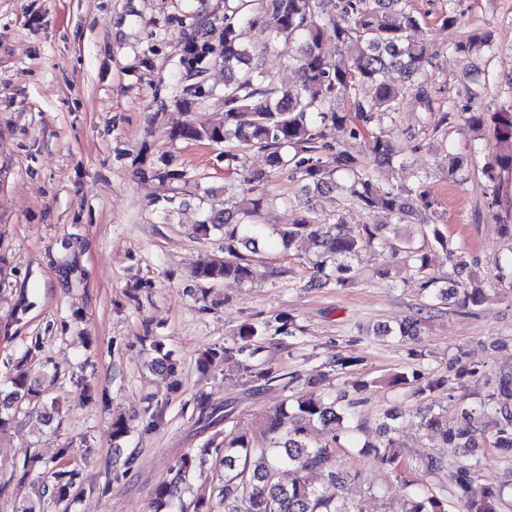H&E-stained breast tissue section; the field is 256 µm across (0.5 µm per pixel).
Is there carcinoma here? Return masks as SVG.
I'll return each instance as SVG.
<instances>
[{
    "label": "carcinoma",
    "mask_w": 512,
    "mask_h": 512,
    "mask_svg": "<svg viewBox=\"0 0 512 512\" xmlns=\"http://www.w3.org/2000/svg\"><path fill=\"white\" fill-rule=\"evenodd\" d=\"M272 14L275 26H264V16ZM419 26V18L410 8V0H228L224 14V122L172 129V140H207L233 143L236 147L257 146L268 151L269 170L251 172L243 181L260 187L275 173L288 170L316 190L341 187L346 201L372 212H385L390 224H347L341 217L331 222H317L306 216L276 230L277 241L287 246L296 239H307L315 247L312 268L324 283L345 288L352 280V260L365 247H377L399 260L429 299L438 301L448 294L444 280L428 272L431 248L448 249L449 239L436 226L420 224L422 244L400 231L421 210L436 211L438 204L419 188L394 184L387 178L367 174L358 159L341 146L323 142V129L333 126L351 138L362 134V126L390 116L408 90L429 101L428 83H413V77L426 75L433 55L431 43L410 39L407 32ZM264 33V46L288 43L293 53L288 64L297 69L299 81L288 88L276 86L262 72L251 66L256 46L251 32ZM333 36L348 55L343 68L327 67L322 56L325 37ZM489 47V37L477 33L465 42L453 45L464 56L481 54ZM395 70L401 83L391 84L383 76ZM352 99L354 113L336 110V99ZM468 97L462 108L453 105L448 116L459 114L476 132L469 142L448 154V179L457 181L469 172L473 158L485 155L482 174L488 182L491 202L498 197L501 174L512 172V104L487 113ZM493 130L494 144L487 150L481 131ZM370 151L380 167H394V152L384 133H373ZM261 199L242 200L235 212L224 218L208 217L195 225L206 235L213 228L224 229V259L213 261L197 271L198 278L209 282L233 279L242 284L253 282L260 271L252 259L241 254L238 245L255 244L260 227ZM488 299L480 282L474 280L462 289L459 302L464 307H478ZM10 390L0 389V432L7 430L16 415L36 417L42 424L53 420L55 405L47 402L53 380L47 374L32 377L18 364L8 376ZM490 416L498 425L495 447L512 448V378L499 381L497 392L475 412ZM473 412H464L469 417ZM347 414L339 400L306 393L293 399L292 407L280 406L266 415L260 437L231 431L224 435V448L208 447L184 454L174 478L158 485L153 492L155 512L180 498L186 477L206 457L222 455L224 482L216 488L224 503V512H361L357 504L340 495L343 477L336 468V449L340 436L334 434L320 443L311 440V428L342 424ZM421 425L430 431L442 448H458L472 440L471 422L457 427L425 406L417 412ZM363 447L382 464L393 469L403 463L396 451L395 439ZM288 467L292 480L283 484L277 471ZM322 473V484L314 485L309 474ZM51 488L35 494L20 512H58L75 493L85 492V481L76 468L53 472ZM455 485L466 498L467 512H496L499 493L485 488L472 492L461 469L452 475ZM404 512H448V500L428 489L403 487Z\"/></svg>",
    "instance_id": "obj_1"
}]
</instances>
